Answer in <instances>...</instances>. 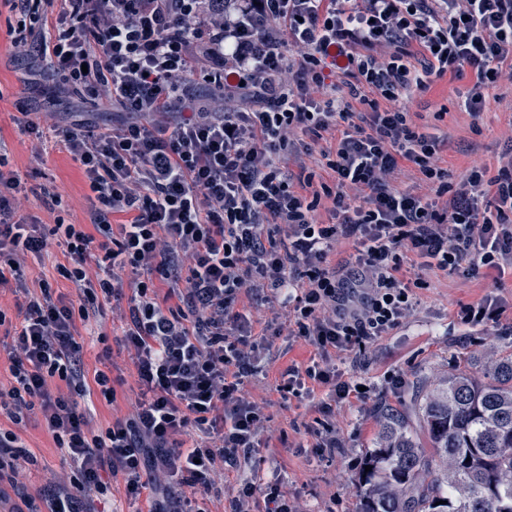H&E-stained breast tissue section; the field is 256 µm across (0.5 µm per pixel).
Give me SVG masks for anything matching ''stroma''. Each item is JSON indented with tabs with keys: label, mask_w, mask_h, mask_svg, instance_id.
<instances>
[{
	"label": "stroma",
	"mask_w": 512,
	"mask_h": 512,
	"mask_svg": "<svg viewBox=\"0 0 512 512\" xmlns=\"http://www.w3.org/2000/svg\"><path fill=\"white\" fill-rule=\"evenodd\" d=\"M19 19L8 0H0V141L6 145L9 167L22 184L31 187L53 184L63 196L57 212L30 200L28 211L41 223L64 219L69 224L87 221L86 197L89 189L73 157L54 142H46L41 156L33 154V138L21 130L17 117L22 111L52 109L60 125L74 122L77 113L86 119L105 123L112 109L91 96L68 93L59 76L43 73L38 61L21 59L10 45L9 32ZM473 83L471 74H451L436 80L429 89L415 92L407 108L414 123L444 139L440 156L452 181L472 165L496 174L504 141L512 137V80L502 79L488 92L487 106L479 123H472L459 104ZM426 282L419 289L420 303L414 313L389 336L367 346L360 354L346 353L341 367L346 376L370 384L368 400L349 398L336 408L332 423L342 440L335 455L318 459L312 453L317 406L325 393L316 390L305 399H283L279 390L289 366L303 365L314 355L311 347L272 336L262 360L263 372L248 386L254 396L268 400L270 417L267 434L270 447L254 455L241 469L226 471L225 490H232L242 478L262 482L279 475L289 490L296 493L305 512H355L357 506V464L372 449L379 430L376 408L387 404L405 408L410 400L409 386L423 372H446L460 367L483 368L490 356L512 354V280L496 283L493 275L467 277L437 269H423ZM504 298L506 311L500 325L487 329H469L457 321L461 305L477 301L487 294ZM108 357L117 392L114 404H96L93 425L104 428L114 417L125 414L138 391L135 368L127 349L116 334L107 339L87 336L83 339L82 361L86 372H94L101 357ZM402 385H395V378ZM0 429L16 430L21 443L34 456L24 482L29 489L69 484L72 467L56 448L51 431L41 416H34L21 429H14L6 416H0Z\"/></svg>",
	"instance_id": "obj_1"
}]
</instances>
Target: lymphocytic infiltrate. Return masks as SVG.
Returning <instances> with one entry per match:
<instances>
[{
	"instance_id": "lymphocytic-infiltrate-1",
	"label": "lymphocytic infiltrate",
	"mask_w": 512,
	"mask_h": 512,
	"mask_svg": "<svg viewBox=\"0 0 512 512\" xmlns=\"http://www.w3.org/2000/svg\"><path fill=\"white\" fill-rule=\"evenodd\" d=\"M12 2L16 52L131 115L101 127L62 126L49 112L20 120L80 163L91 191L85 226L26 213L28 197L50 211L62 197L50 184L23 189L0 145V287L25 299L0 412L18 426L41 414L74 468L63 494H26L27 512H91L116 480L127 500L148 498L150 512H207L222 493L217 463L238 468L269 445L267 404L247 391L266 341L252 335L243 298L277 304L288 338L314 348L281 391L326 388L323 457L339 446L337 402L370 396L336 358L364 351L416 309L425 283L410 278L413 263L512 276V147L495 176L475 167L454 187L440 140L400 104L468 70L475 81L462 107L479 119L487 90L512 70V0ZM194 77L213 83L223 111L188 93ZM407 163L426 193L399 187ZM344 241L353 251L339 267L330 256ZM53 244L64 249L56 270L67 295L24 278L27 255ZM161 285L177 306L161 307ZM124 297L120 330L138 393L98 432L95 401L113 402L115 390L107 370L85 373L79 329ZM54 378L65 391L51 390ZM231 512L304 510L275 476L260 486L241 479Z\"/></svg>"
}]
</instances>
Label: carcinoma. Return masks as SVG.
Segmentation results:
<instances>
[{
	"instance_id": "carcinoma-1",
	"label": "carcinoma",
	"mask_w": 512,
	"mask_h": 512,
	"mask_svg": "<svg viewBox=\"0 0 512 512\" xmlns=\"http://www.w3.org/2000/svg\"><path fill=\"white\" fill-rule=\"evenodd\" d=\"M379 422L357 512H512V356L421 373L408 409L383 406Z\"/></svg>"
}]
</instances>
